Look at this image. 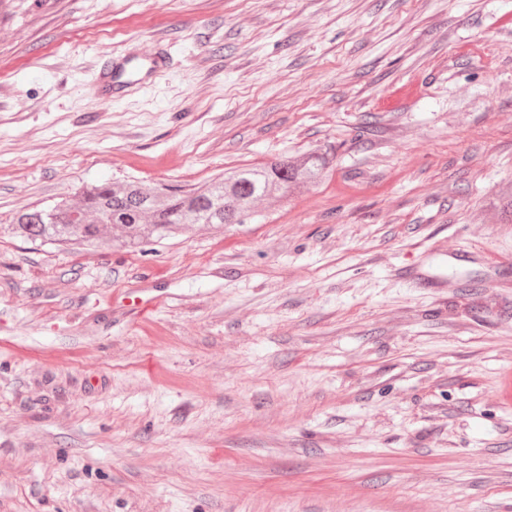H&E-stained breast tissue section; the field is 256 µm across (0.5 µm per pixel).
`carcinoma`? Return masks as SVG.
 Listing matches in <instances>:
<instances>
[{
  "label": "carcinoma",
  "mask_w": 512,
  "mask_h": 512,
  "mask_svg": "<svg viewBox=\"0 0 512 512\" xmlns=\"http://www.w3.org/2000/svg\"><path fill=\"white\" fill-rule=\"evenodd\" d=\"M329 161L317 153L285 156L250 167L232 168L191 188L149 187L139 181L103 182L79 188L50 207L18 211L9 224L13 235L84 248L116 245L136 251L196 225L222 229L242 224L268 198L286 200L310 190L328 175ZM503 224H512V181L489 200ZM119 233L112 234V229Z\"/></svg>",
  "instance_id": "obj_1"
}]
</instances>
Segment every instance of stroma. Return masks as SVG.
Instances as JSON below:
<instances>
[{
  "mask_svg": "<svg viewBox=\"0 0 512 512\" xmlns=\"http://www.w3.org/2000/svg\"><path fill=\"white\" fill-rule=\"evenodd\" d=\"M510 14L0 0V512H512ZM161 50L98 95L106 57ZM316 148L326 180L244 224L137 252L8 230ZM161 59L152 55L149 57L141 58L140 63L136 67L137 71L145 70L143 77L134 78L131 69L115 70L112 67V62L106 65L100 74V79L109 91L124 90L133 84L143 83L147 78L151 77L155 72H159L161 68ZM503 224H512V181L503 183L489 200Z\"/></svg>",
  "mask_w": 512,
  "mask_h": 512,
  "instance_id": "1",
  "label": "stroma"
}]
</instances>
